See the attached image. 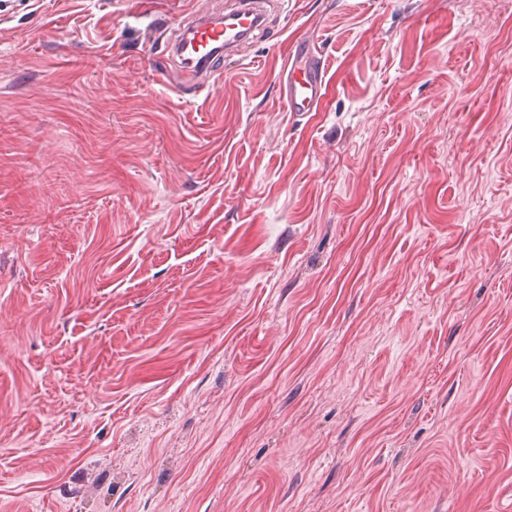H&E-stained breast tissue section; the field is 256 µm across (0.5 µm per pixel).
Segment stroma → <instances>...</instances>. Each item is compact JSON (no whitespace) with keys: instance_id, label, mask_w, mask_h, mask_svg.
I'll use <instances>...</instances> for the list:
<instances>
[{"instance_id":"1","label":"stroma","mask_w":512,"mask_h":512,"mask_svg":"<svg viewBox=\"0 0 512 512\" xmlns=\"http://www.w3.org/2000/svg\"><path fill=\"white\" fill-rule=\"evenodd\" d=\"M225 3L0 0V512H505L512 0ZM275 2L240 1L236 9L222 15H188V24L174 38L166 41L171 54L181 58L193 70L205 71L207 80L198 92L208 89L210 80L217 73L209 70L212 61L224 54L226 59L236 56L238 46L256 31L266 26V5ZM217 50V51H216ZM185 57H188L184 60ZM299 71H304L299 75ZM283 98L289 112H309L325 94V82L321 73L311 68L296 67L292 61L286 68L281 81Z\"/></svg>"}]
</instances>
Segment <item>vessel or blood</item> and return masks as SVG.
<instances>
[{
	"instance_id": "1",
	"label": "vessel or blood",
	"mask_w": 512,
	"mask_h": 512,
	"mask_svg": "<svg viewBox=\"0 0 512 512\" xmlns=\"http://www.w3.org/2000/svg\"><path fill=\"white\" fill-rule=\"evenodd\" d=\"M266 26L264 0H240L236 9L222 15L189 14L188 24L168 40L171 54L189 59L194 70H209L217 55L234 58L239 45ZM281 89L289 111L308 112L325 94V82L315 70L288 65Z\"/></svg>"
}]
</instances>
